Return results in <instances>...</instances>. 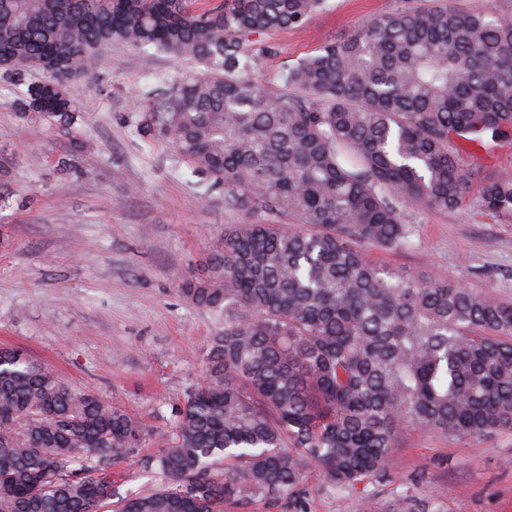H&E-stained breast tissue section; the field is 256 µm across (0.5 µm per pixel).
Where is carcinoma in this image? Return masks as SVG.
<instances>
[{
	"mask_svg": "<svg viewBox=\"0 0 512 512\" xmlns=\"http://www.w3.org/2000/svg\"><path fill=\"white\" fill-rule=\"evenodd\" d=\"M0 0V76L22 122L70 131L76 89L114 46L197 70L144 93L133 135L170 151L203 201L264 216L232 224L181 282L224 313L174 439L142 453L137 417L47 366L0 351V512H100L117 465L159 481L117 512H299L304 462L354 490L401 425L483 439L512 431V303L396 275L367 247L411 243L410 206L459 208L464 155L512 148V7L403 0L259 79L270 32L325 0ZM481 216L512 217V173L483 182Z\"/></svg>",
	"mask_w": 512,
	"mask_h": 512,
	"instance_id": "1",
	"label": "carcinoma"
}]
</instances>
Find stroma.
<instances>
[{"instance_id":"stroma-1","label":"stroma","mask_w":512,"mask_h":512,"mask_svg":"<svg viewBox=\"0 0 512 512\" xmlns=\"http://www.w3.org/2000/svg\"><path fill=\"white\" fill-rule=\"evenodd\" d=\"M403 0H327L305 26L272 34L277 52L261 65L272 87L288 64L313 53L374 13ZM98 86L77 92L81 119L70 133L23 123L0 78V152L15 154L5 187L15 205L0 212V349L24 352L76 388L95 392L148 426L150 448L170 442L174 409L201 376L223 314L189 303L181 281L247 215L224 199L202 201L161 146L130 131L142 93L189 70L164 53L116 46L100 58ZM61 178L55 159L73 151ZM467 162L475 187L457 210L410 212L412 243L374 249L393 272L451 283L512 300V221L477 213L478 183L512 173V152ZM383 472L349 492L327 488L307 463L306 512H512V434L475 441L403 426Z\"/></svg>"}]
</instances>
